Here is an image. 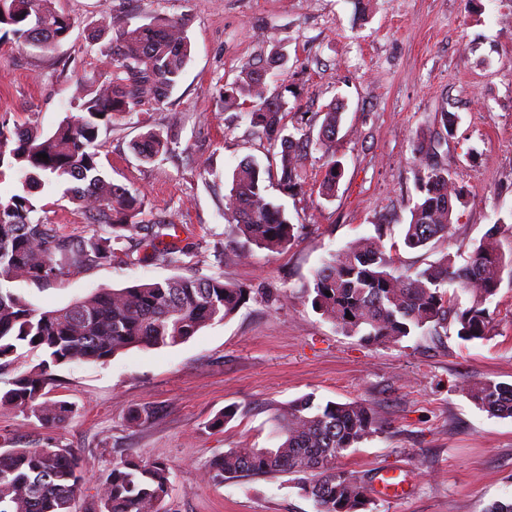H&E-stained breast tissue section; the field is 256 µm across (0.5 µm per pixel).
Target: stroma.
Segmentation results:
<instances>
[{
  "label": "stroma",
  "mask_w": 512,
  "mask_h": 512,
  "mask_svg": "<svg viewBox=\"0 0 512 512\" xmlns=\"http://www.w3.org/2000/svg\"><path fill=\"white\" fill-rule=\"evenodd\" d=\"M72 21L50 53L0 40V123L34 121L52 133L76 114L83 90L102 80L110 34L103 13L139 25L154 18L186 24L190 60L160 104L136 106L101 130L96 150L113 183L141 191L153 212L172 218L183 262L112 263L63 269L44 284L14 283L40 309L67 306L98 291L175 276L223 275L250 288L231 318L175 346L133 347L107 362L53 369L51 399L70 417L49 427L19 409L0 410V448H68L86 477L77 497L90 512L115 462L168 463L163 512H316L291 475H241L219 483L210 460L233 448H274L278 418L306 395L317 401L363 400L378 428L338 461L370 488L366 512H485L512 497V418L489 416L467 396L468 384L512 382V276L488 304L486 339L466 341L454 324L399 343L366 345L316 313L312 274L329 254L389 225L397 271L425 267L444 253H468L496 228L512 253V0H57ZM279 53L270 93L320 125L331 101L343 106L332 143L344 165L336 194L322 196L328 160L307 156L304 192L277 185L268 195L298 233L285 249L250 246L233 255L224 196L246 158L266 162V140L220 96L246 63ZM454 117L444 129L441 113ZM150 129L170 131V153L143 163L130 144ZM441 141L437 160L463 189L447 238L434 249L404 247L423 169L413 141ZM35 216L66 234L87 229L61 190L37 196ZM225 262H218V254ZM150 419L132 423V410ZM399 473L405 494L374 493L375 480Z\"/></svg>",
  "instance_id": "1"
}]
</instances>
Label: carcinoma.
Here are the masks:
<instances>
[{
    "mask_svg": "<svg viewBox=\"0 0 512 512\" xmlns=\"http://www.w3.org/2000/svg\"><path fill=\"white\" fill-rule=\"evenodd\" d=\"M101 27L112 28L104 50L108 79L103 88L89 89L78 114L67 117L49 135L36 127H0V176L20 175L22 193L0 200V361L23 347L48 354L36 369L25 371L0 391V407L21 408L45 425L66 421L72 407L47 399L53 381L51 367L63 363L104 362L133 347L174 346L201 328L234 315L250 298V289L222 276L172 277L96 292L65 307L43 310L14 293L10 284L47 283L60 274L61 262L83 268L112 262L116 251L127 260L147 259L181 263L184 250L173 242L176 224L146 211L145 197L112 183L92 150L101 128L131 112L145 99L166 101L190 58L183 23L163 18L131 26L103 15ZM71 19L57 10L54 0H0V34L21 45L53 50L66 39ZM281 58L263 67L248 66L223 87L224 100L243 98L250 127L273 147H280L279 170L255 160L241 161L224 196V218L249 244L280 251L295 239L281 206L267 195L275 180L291 196L303 190L304 160L311 150H328L343 106L329 104L322 112L318 134L296 124L288 131L287 103L267 95L266 78ZM171 136L149 130L132 143L143 162L172 151ZM437 146L418 139L414 154L425 161L426 172L416 185L411 219L403 244L424 249L448 236L462 191L448 170L429 162ZM47 154V159L38 154ZM340 161L331 160L322 174V195L330 198L343 177ZM72 180L64 194L78 205L86 223L104 225L108 232L90 236L66 235L51 224L32 219V198L45 185ZM383 229L330 254L313 273V309L349 335L368 345L396 343L425 334L448 320L465 340L488 336L491 316L485 304L495 296L512 256L501 251L494 230L481 239L466 263L458 266L447 253L413 272L399 273L386 252ZM472 293L471 305L459 307L450 286ZM331 295H325V292ZM473 403L488 414L512 418V384L481 381L466 388ZM281 442L275 448H235L214 457L208 474L214 480L234 479L241 473L297 476L300 490L317 512H358L368 504L365 486L336 469V459L377 429L372 408L361 400L314 403L311 396L288 404L281 414ZM172 468L164 462L122 460L100 484L99 512H162L169 493ZM83 477L74 452L66 448H10L0 451V512H76Z\"/></svg>",
    "mask_w": 512,
    "mask_h": 512,
    "instance_id": "cac0c4a2",
    "label": "carcinoma"
}]
</instances>
